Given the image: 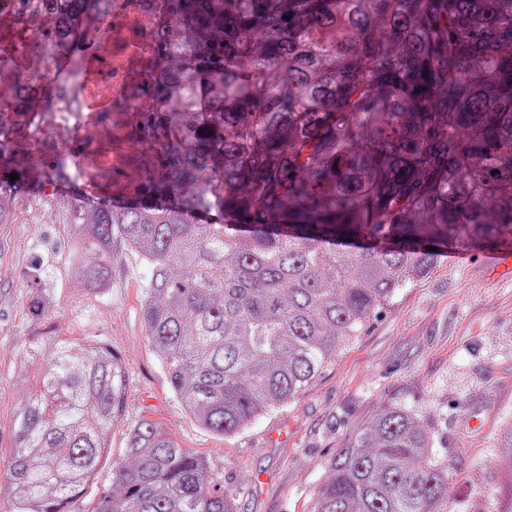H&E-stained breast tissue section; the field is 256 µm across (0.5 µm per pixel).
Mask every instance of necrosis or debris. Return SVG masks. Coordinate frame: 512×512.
Wrapping results in <instances>:
<instances>
[{
	"mask_svg": "<svg viewBox=\"0 0 512 512\" xmlns=\"http://www.w3.org/2000/svg\"><path fill=\"white\" fill-rule=\"evenodd\" d=\"M166 19L164 0H112L105 13L83 23V47L70 78L60 79L61 59L52 56L38 77L28 79V96L49 99L48 109L34 115L40 134L60 129L78 140L80 175L102 171L109 154L108 147L85 138L86 129L105 126L116 113L153 106L142 87L162 69L153 33Z\"/></svg>",
	"mask_w": 512,
	"mask_h": 512,
	"instance_id": "obj_1",
	"label": "necrosis or debris"
}]
</instances>
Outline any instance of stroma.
<instances>
[{
    "label": "stroma",
    "mask_w": 512,
    "mask_h": 512,
    "mask_svg": "<svg viewBox=\"0 0 512 512\" xmlns=\"http://www.w3.org/2000/svg\"><path fill=\"white\" fill-rule=\"evenodd\" d=\"M83 185L0 188V473L14 445L21 388L35 377L30 344L48 336L106 345L128 375L124 416L97 481L110 485L126 460L127 423L147 420L205 460L237 512H311L330 461L382 409L402 405L435 432L433 453L449 469L447 512H494L500 440L512 431V281L482 260L502 234L473 246L469 264L439 257L425 279L399 289L294 399L242 433L219 437L185 411L146 338L147 269L122 243L112 248V280L100 293L69 276L68 208ZM53 300L49 318L30 313L33 287Z\"/></svg>",
    "instance_id": "stroma-1"
}]
</instances>
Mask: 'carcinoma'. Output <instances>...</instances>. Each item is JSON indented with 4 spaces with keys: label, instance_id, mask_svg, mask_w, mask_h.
Instances as JSON below:
<instances>
[{
    "label": "carcinoma",
    "instance_id": "1",
    "mask_svg": "<svg viewBox=\"0 0 512 512\" xmlns=\"http://www.w3.org/2000/svg\"><path fill=\"white\" fill-rule=\"evenodd\" d=\"M110 0H12L35 53L73 51ZM152 111L123 113L138 148L128 205L78 200L69 273L107 286L112 243L149 270L146 335L170 387L231 436L288 403L395 292L428 275L455 229L512 232V0H169ZM32 174L15 154L0 159ZM69 179L66 164L37 169ZM51 298L30 303L41 318ZM9 512H72L121 420V360L49 337L26 353ZM434 431L392 404L331 461L314 512H445ZM96 512H236L204 461L146 420ZM497 512H512V433Z\"/></svg>",
    "mask_w": 512,
    "mask_h": 512
}]
</instances>
